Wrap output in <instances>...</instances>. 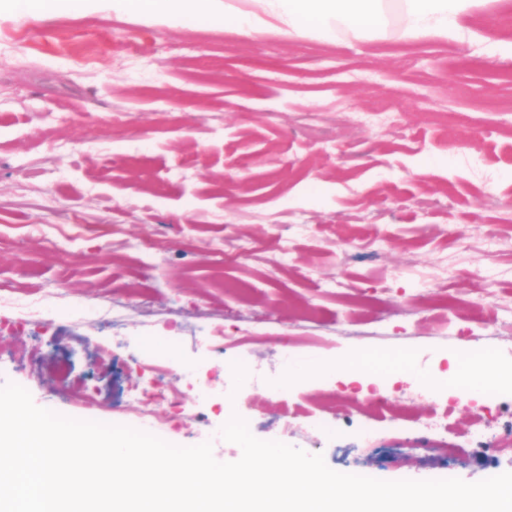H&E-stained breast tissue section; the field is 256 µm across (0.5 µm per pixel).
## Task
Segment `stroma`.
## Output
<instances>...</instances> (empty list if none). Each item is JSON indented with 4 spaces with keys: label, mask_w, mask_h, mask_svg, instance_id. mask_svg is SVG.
I'll use <instances>...</instances> for the list:
<instances>
[{
    "label": "stroma",
    "mask_w": 512,
    "mask_h": 512,
    "mask_svg": "<svg viewBox=\"0 0 512 512\" xmlns=\"http://www.w3.org/2000/svg\"><path fill=\"white\" fill-rule=\"evenodd\" d=\"M330 45L245 38L223 19L187 26L112 0L41 19L0 11V386L80 420L135 426L130 354L210 380L172 396L153 376L158 430L211 442L224 408L251 433L333 470L468 482L512 471V393L423 395L475 349L512 370V13L486 0L474 37ZM433 288L453 304L412 299ZM489 296L471 317L473 289ZM41 300L21 316L14 301ZM239 324L244 345L201 344ZM156 347L140 348L142 339ZM408 354L409 375L344 371L266 380L296 362ZM265 377L249 399L225 358ZM90 401L71 398L75 386ZM388 405L372 409L371 388Z\"/></svg>",
    "instance_id": "1"
}]
</instances>
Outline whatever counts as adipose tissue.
<instances>
[{
	"instance_id": "1",
	"label": "adipose tissue",
	"mask_w": 512,
	"mask_h": 512,
	"mask_svg": "<svg viewBox=\"0 0 512 512\" xmlns=\"http://www.w3.org/2000/svg\"><path fill=\"white\" fill-rule=\"evenodd\" d=\"M482 0H398L400 36L405 40L464 38ZM113 9L165 22L184 23L201 15L223 17L225 25L247 38L269 31L294 38L315 36L328 42L350 37L368 41L386 34L389 0H252L243 9L234 0H112ZM452 392L460 397L483 393L504 376L494 356L452 372Z\"/></svg>"
}]
</instances>
